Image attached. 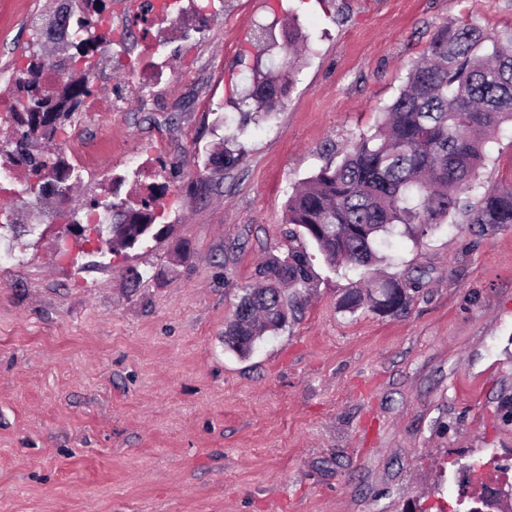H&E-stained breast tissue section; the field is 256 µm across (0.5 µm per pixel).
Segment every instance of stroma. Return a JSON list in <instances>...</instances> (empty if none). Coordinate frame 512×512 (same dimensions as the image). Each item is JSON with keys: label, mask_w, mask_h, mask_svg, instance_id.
I'll return each mask as SVG.
<instances>
[{"label": "stroma", "mask_w": 512, "mask_h": 512, "mask_svg": "<svg viewBox=\"0 0 512 512\" xmlns=\"http://www.w3.org/2000/svg\"><path fill=\"white\" fill-rule=\"evenodd\" d=\"M200 41L168 27V79L144 111L138 80L99 46L91 75L111 118L75 113L49 149L81 133L94 174L72 204L159 181L168 232L111 252L56 255L48 209L36 231L1 240L0 512H455L472 467L512 489V227L462 221L393 240L386 277L424 271L401 315L349 313L358 272L328 268L291 237L293 188L374 131L441 26L474 18L512 31V0H291L306 59L274 118L243 123L232 100L252 76L259 26L278 0H224ZM51 0H0L4 72ZM244 128L230 172L207 161ZM149 168L126 165L132 150ZM477 188L512 181V125L487 146ZM310 254L302 308L248 356L224 345L241 289L289 242Z\"/></svg>", "instance_id": "stroma-1"}]
</instances>
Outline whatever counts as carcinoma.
Wrapping results in <instances>:
<instances>
[{
	"instance_id": "1",
	"label": "carcinoma",
	"mask_w": 512,
	"mask_h": 512,
	"mask_svg": "<svg viewBox=\"0 0 512 512\" xmlns=\"http://www.w3.org/2000/svg\"><path fill=\"white\" fill-rule=\"evenodd\" d=\"M105 10L106 0H57L52 13L35 21L32 42L24 47L26 65L15 79L8 110L0 116V160L27 166L38 199L44 182L65 160L35 148L64 130L93 93L89 60L100 44L97 22ZM73 13L82 17L77 27L68 22ZM304 39L299 28L280 29L275 22L258 30L257 41L279 49L280 56L269 69L256 68L235 101L246 118L268 120L279 110L299 62L295 46ZM51 69L56 84L46 93L39 76ZM505 120L512 121V32L490 40L472 22L447 25L431 41L427 58L409 70L377 129L362 135L288 198L286 222L315 244L330 268L364 271L363 284L343 298V310L366 308L379 314L382 290L402 288L407 296H394L386 313L409 309L418 279L375 283L369 277L396 236L416 243L461 211L480 234L512 226V182L484 191L474 208L461 207V196L476 188L478 170L486 161L488 134ZM245 154L244 144L237 141L213 162L231 171ZM157 199L149 195L137 207L126 200L107 204L112 251L161 237L166 228L155 229L162 217ZM256 276L258 285L242 288L224 329L225 347L240 356L251 353L252 337L285 327L282 312L297 311L313 281L307 252L292 245L271 255Z\"/></svg>"
}]
</instances>
